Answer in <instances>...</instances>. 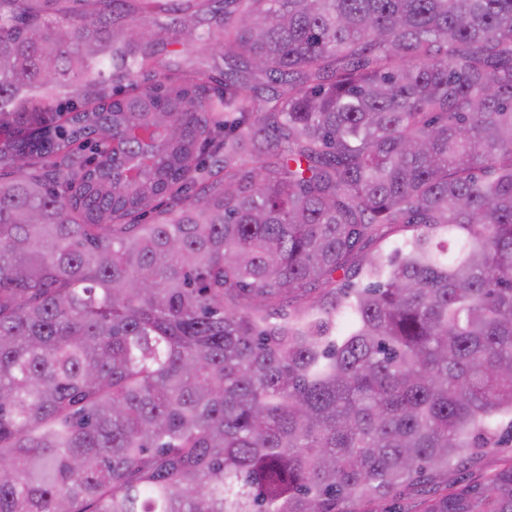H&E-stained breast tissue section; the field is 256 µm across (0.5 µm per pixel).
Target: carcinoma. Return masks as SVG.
I'll return each mask as SVG.
<instances>
[{
    "mask_svg": "<svg viewBox=\"0 0 512 512\" xmlns=\"http://www.w3.org/2000/svg\"><path fill=\"white\" fill-rule=\"evenodd\" d=\"M125 2L0 0V512H375L512 442V0ZM167 49L175 51L170 53L171 59L187 66L218 67L224 70V61L212 57L207 48L196 41L181 40L179 44L168 46Z\"/></svg>",
    "mask_w": 512,
    "mask_h": 512,
    "instance_id": "obj_1",
    "label": "carcinoma"
}]
</instances>
